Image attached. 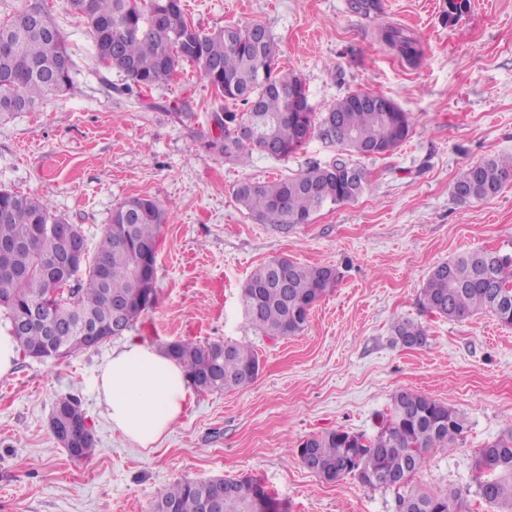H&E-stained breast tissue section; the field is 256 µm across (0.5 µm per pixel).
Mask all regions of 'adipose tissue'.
Listing matches in <instances>:
<instances>
[{
    "label": "adipose tissue",
    "mask_w": 512,
    "mask_h": 512,
    "mask_svg": "<svg viewBox=\"0 0 512 512\" xmlns=\"http://www.w3.org/2000/svg\"><path fill=\"white\" fill-rule=\"evenodd\" d=\"M95 385L113 430L148 452L179 419L189 395L181 364L137 338L113 351Z\"/></svg>",
    "instance_id": "ef3b65f1"
}]
</instances>
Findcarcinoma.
I'll use <instances>...</instances> for the list:
<instances>
[{"label":"carcinoma","instance_id":"1","mask_svg":"<svg viewBox=\"0 0 512 512\" xmlns=\"http://www.w3.org/2000/svg\"><path fill=\"white\" fill-rule=\"evenodd\" d=\"M69 6L92 34L102 66L124 73L138 89L165 84L179 66L193 65L200 79L224 100V108L214 114L218 134L209 135L205 146L218 149L225 161L247 166L255 153L286 160L315 132L339 147L329 163H310L278 179L237 185L236 201L263 224H307L324 207L370 192L360 159L390 155L409 138L410 117L401 108L382 112L358 103L361 98L386 100L380 93H350L319 115L310 108H291L288 88L302 89L305 83L298 75L275 71L276 44L259 24L204 31L187 22L181 0H69ZM351 7L368 17L382 13L381 0H352ZM382 38L410 64L421 56L416 38L401 27H382ZM71 65L64 39L41 0H29L1 20L0 119L69 90ZM242 123L255 128L248 144L235 136ZM350 169L358 172L351 180L347 179ZM511 179L512 155L489 158L463 167L452 194L463 204L484 201ZM164 220L165 210L153 198L133 197L120 203L94 257L81 269L60 273L68 291L51 300L55 275L42 267L39 256L57 249L55 229L66 220L43 197L1 188V241L25 237L34 224L43 227V235L31 245L0 254V313L24 356L51 362V351L62 344L70 345L73 353L85 349V317L101 325L102 340L135 328L157 302L156 288L137 287V276L143 247L158 245ZM19 269L26 273L16 276ZM336 281L334 267L276 258L250 273L241 287L240 305L249 325L264 336H296ZM420 298L425 309L449 320L488 312L511 326L512 255L489 250L460 253L431 269ZM42 301L49 302L47 313L57 334L45 335L39 326L19 334L16 322ZM392 332L404 347L427 342V331L418 322L398 320ZM231 348L226 355L222 341L203 344L190 339L161 346L183 366L188 384L200 393L240 389L257 378L260 359L253 347L233 341ZM68 420H86L72 396L60 399L53 409L50 428L55 441L62 442L58 424ZM466 429L465 418L447 403L402 390L391 397L376 434L367 437L336 429L311 436L301 442L309 454L299 460L328 483L358 467L370 478L366 487L395 490L396 512H466L472 496L493 512H512V433L477 449L472 484L439 494L411 485L412 476L427 466L431 454L453 446ZM66 452L81 461L98 452L91 429L81 430L78 442ZM224 485L228 491L222 512H282L280 502L254 476L226 478ZM208 488L207 479L179 480L158 493L153 512L171 508L201 512Z\"/></svg>","mask_w":512,"mask_h":512}]
</instances>
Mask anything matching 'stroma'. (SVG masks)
<instances>
[{
	"label": "stroma",
	"instance_id": "stroma-1",
	"mask_svg": "<svg viewBox=\"0 0 512 512\" xmlns=\"http://www.w3.org/2000/svg\"><path fill=\"white\" fill-rule=\"evenodd\" d=\"M187 21L203 30L259 24L281 71L299 75L314 112L358 90L381 93L412 119L393 154L364 160L373 190L317 212L310 223L263 224L234 199L241 181H266L332 160L311 135L283 161H224L203 144L220 104L192 66L149 90H129L103 68L94 40L67 0H44L73 62L72 89L0 122V188L48 199L96 250L112 210L148 196L165 209L159 229L157 303L137 338L251 344L261 370L248 387L191 392L185 411L152 453L125 440L102 415L99 365L122 339L56 362L19 359L0 378V512H150L178 479L260 477L288 512H396V494L353 477L329 484L295 451L333 429L374 434L399 390L425 393L468 421L453 448L435 452L412 478L440 493L469 485L475 452L512 428V326L480 313L453 321L423 309L433 266L461 252L512 254V180L484 202L452 195L459 168L512 155V0H382L380 19L348 0H194ZM406 28L422 55L408 64L378 38L379 24ZM335 267L338 280L297 336L255 333L239 303L252 269L277 257ZM427 330L421 348L395 344L391 326ZM76 397L99 448L71 460L54 441L57 400Z\"/></svg>",
	"mask_w": 512,
	"mask_h": 512
}]
</instances>
